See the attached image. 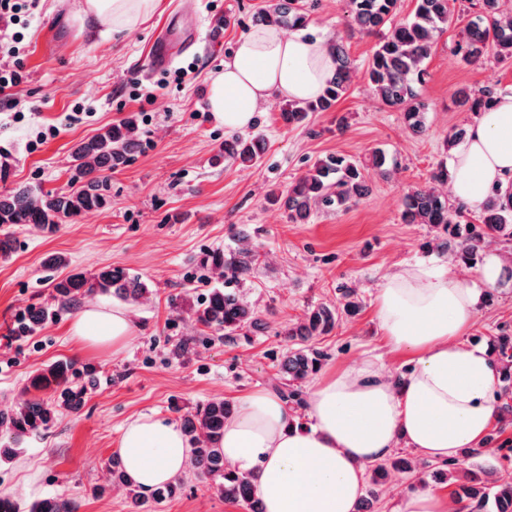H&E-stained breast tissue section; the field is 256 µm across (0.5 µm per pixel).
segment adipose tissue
I'll return each mask as SVG.
<instances>
[{"label": "adipose tissue", "mask_w": 512, "mask_h": 512, "mask_svg": "<svg viewBox=\"0 0 512 512\" xmlns=\"http://www.w3.org/2000/svg\"><path fill=\"white\" fill-rule=\"evenodd\" d=\"M161 0H73L82 25L129 33ZM336 69L328 40L286 33L265 24L241 36L223 68L212 74L206 105L226 130L255 121L271 97L317 98ZM455 197L482 211L492 194L512 193V94L481 113L448 159ZM501 273L489 254L477 278L445 267L414 264L379 288L377 315L389 347L407 353L412 367L391 379L372 361L319 380L308 392L310 427L287 402L258 390L240 397L224 423L221 448L233 469L255 475L266 512H355L367 464L406 443L430 459L476 447L494 419L496 372L487 352L460 338L472 326L485 287ZM128 304H89L70 327L76 344L120 350L133 331ZM120 454L143 492L184 475L191 449L174 422L143 415L128 423Z\"/></svg>", "instance_id": "1"}]
</instances>
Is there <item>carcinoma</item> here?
Returning a JSON list of instances; mask_svg holds the SVG:
<instances>
[{
    "instance_id": "carcinoma-1",
    "label": "carcinoma",
    "mask_w": 512,
    "mask_h": 512,
    "mask_svg": "<svg viewBox=\"0 0 512 512\" xmlns=\"http://www.w3.org/2000/svg\"><path fill=\"white\" fill-rule=\"evenodd\" d=\"M399 0H345L349 35L378 34L366 69L367 80L374 98L384 106L401 111L406 127L420 133L425 127L426 104L419 95V86L426 83L429 73L426 62L432 54L436 36L448 27L451 3L455 0H415L413 13L403 21L393 22ZM319 0H277L262 16L264 22L286 24L305 29L310 14ZM336 56V73L323 94L306 103L288 102L281 108L280 117L288 125L303 123L311 112H329L348 92L354 70L343 42L331 46ZM454 52L468 64L493 55L500 61L512 60V13L503 16V0H475ZM459 105L474 114L490 108L496 95L491 90L473 92L460 89L456 93ZM140 145L136 120L129 117L119 124L104 127L97 134L77 145L72 157V180L79 184L75 191L33 190L19 187L0 193V257L8 258L13 241L6 230L18 224L30 225L41 231H52L60 223L73 220L85 213L111 206L103 173L126 164ZM224 152L242 166H254L263 152L260 139L236 137L224 144ZM378 169L390 173L387 157L380 150L372 151L364 160H354L343 154H328L318 159L304 174L292 182L284 195V206L292 220H305L315 212L347 209L369 193L365 171ZM448 166L440 164L431 175L432 183L412 187L404 196L402 220L406 224H432L443 227L454 241V259L473 262L486 245L488 235L496 234L512 240V196L502 199L493 192L479 217V224L459 221L463 206L448 200ZM258 255L257 247L244 239L241 246L226 254L210 253L207 263L224 275V287L215 288L201 302L189 306L198 324L232 336L247 329L265 326L252 304L238 294L231 284L252 270ZM64 302L77 304L85 297L99 293L138 301L149 293L145 281L120 268H101L87 275L76 272L54 285ZM339 306L318 305L308 310L304 319L285 330L294 341L293 347L278 361V373L283 380L280 393L296 403L295 385L317 372L326 355L307 345L316 336L330 334L340 314L354 315L359 301L354 289L339 288ZM48 312L31 307L17 321L13 332L24 335L42 323ZM503 377H512V338L503 336L498 347ZM73 364L61 360L50 367L36 371L28 379L27 390L36 395L26 399L10 414H0V460L15 456L16 447L27 437L37 435L50 427L59 410H75L81 404L82 391L71 387ZM59 394L58 401L50 402L39 393ZM235 413V406L215 398L195 408L182 418L181 429L194 445L192 469L201 478L215 482L224 500L244 503L250 512H264L255 483V477L240 474L225 467L219 444L224 434V422ZM112 483L128 488L133 512L146 497L126 479L120 457L107 463ZM433 478L448 481L455 486L453 494L475 509L490 506L493 512H512V484H498L489 478V471L477 473L458 463L448 464L432 472ZM184 482L175 479L152 492L156 501L179 496ZM20 500L9 491H0V512H23ZM30 512H76L72 502L60 498H44L30 505Z\"/></svg>"
}]
</instances>
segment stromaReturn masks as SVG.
I'll return each mask as SVG.
<instances>
[{"label":"stroma","mask_w":512,"mask_h":512,"mask_svg":"<svg viewBox=\"0 0 512 512\" xmlns=\"http://www.w3.org/2000/svg\"><path fill=\"white\" fill-rule=\"evenodd\" d=\"M274 2L162 0L132 33L101 37L82 28L69 0H35L9 26V33L21 37L19 55L0 54V69H19L21 79L0 91V164L10 171L0 193L21 186L72 190L71 154L78 142L130 116L140 128L138 150L106 175L111 207L51 232L12 227L14 250L0 259V413L12 412L24 399L34 370L68 359L97 375L79 410L60 413L48 430L24 441L13 459L0 462V490L23 504L62 496L75 501L78 512H131L125 488L112 484L105 468L119 452L124 425L143 414L177 423L214 398L235 402L258 389L274 391L277 360L290 345L285 329L314 306L338 303L340 286L355 289L361 309L341 317L329 335L312 339V347L328 354L318 378L366 359L403 377L411 368L409 356L385 345L377 318L381 283L415 261L477 277L479 265L453 262L443 248L448 237L439 229L403 223V196L407 188L427 185L447 158L448 135L473 122L457 104V90L512 94V61L490 56L465 63L452 51L463 24L450 22L427 61L430 78L420 89L425 129L416 134L399 111L373 97L364 79L374 37L349 36L343 0H320L308 31L344 41L357 76L333 111L310 113L300 126L283 123L279 99L262 105L247 133L261 137L265 151L258 164L245 168L225 156L224 142L232 134L207 111L205 100L211 74ZM224 16L230 25L214 33L216 19ZM194 19L197 44L182 60L194 73L180 83L170 71L147 73L156 33ZM134 81L147 96L131 97ZM51 127L57 135L40 140ZM377 148L396 166L387 176L366 170L370 192L346 210L295 222L283 203L268 198L285 193L320 157L361 159ZM243 238L257 244L260 255L237 289L267 327L227 337L196 325L174 300L202 299L223 287L205 261L211 251L233 250ZM486 250L501 257L502 272L464 336L465 343L485 347L512 336V241L491 239ZM52 254L65 257L66 266L46 269ZM108 266L141 276L150 288L135 302L133 333L116 352L70 340L69 327L84 306L63 304L53 288L69 272ZM33 306L49 309L50 319L30 335L12 334L13 323ZM191 336L194 350L176 355L175 347ZM478 450L475 467L490 470L496 482L512 483V420L494 421ZM145 510L247 512L224 501L212 481L192 475L179 498L149 503Z\"/></svg>","instance_id":"stroma-1"}]
</instances>
